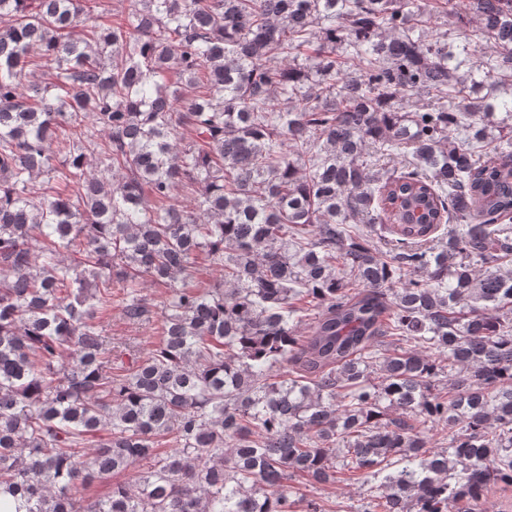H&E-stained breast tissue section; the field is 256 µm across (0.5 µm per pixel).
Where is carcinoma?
Here are the masks:
<instances>
[{
	"mask_svg": "<svg viewBox=\"0 0 512 512\" xmlns=\"http://www.w3.org/2000/svg\"><path fill=\"white\" fill-rule=\"evenodd\" d=\"M440 13L492 53L426 39ZM106 15L0 0V492L25 512H335L288 480L340 474L369 484L357 512H475L512 486V123L491 156L481 125L512 120V0ZM202 262L224 287L191 284ZM147 279L172 288L159 341L114 369L99 304L118 288L150 320Z\"/></svg>",
	"mask_w": 512,
	"mask_h": 512,
	"instance_id": "1",
	"label": "carcinoma"
}]
</instances>
